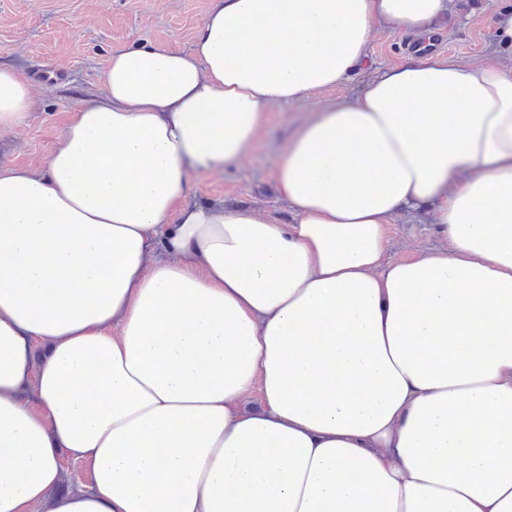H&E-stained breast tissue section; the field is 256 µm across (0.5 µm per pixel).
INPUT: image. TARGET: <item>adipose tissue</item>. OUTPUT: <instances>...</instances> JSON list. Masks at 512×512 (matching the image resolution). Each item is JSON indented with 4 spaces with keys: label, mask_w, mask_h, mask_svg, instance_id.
Returning <instances> with one entry per match:
<instances>
[{
    "label": "adipose tissue",
    "mask_w": 512,
    "mask_h": 512,
    "mask_svg": "<svg viewBox=\"0 0 512 512\" xmlns=\"http://www.w3.org/2000/svg\"><path fill=\"white\" fill-rule=\"evenodd\" d=\"M448 11L215 0L0 165V512H512L511 67L422 44L319 111L273 167L290 223L189 201L377 29ZM31 98L0 68V129ZM419 208L440 247L386 261Z\"/></svg>",
    "instance_id": "obj_1"
}]
</instances>
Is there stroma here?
I'll return each mask as SVG.
<instances>
[{"label": "stroma", "instance_id": "35a3bbf8", "mask_svg": "<svg viewBox=\"0 0 512 512\" xmlns=\"http://www.w3.org/2000/svg\"><path fill=\"white\" fill-rule=\"evenodd\" d=\"M504 0H471L443 19L434 50L469 64L491 54L489 18ZM214 0H0V67L21 73L34 106L24 122L0 130V164L45 161L76 109L98 93L113 52L152 41L190 50ZM415 40L385 30L371 41L369 63L352 81L272 112L256 153L221 174L194 181L191 202L259 208L286 222L288 205L272 178L275 155L295 128L326 106L352 101L375 70L404 60ZM431 212L401 214L391 227L388 257L398 261L434 249Z\"/></svg>", "mask_w": 512, "mask_h": 512}]
</instances>
